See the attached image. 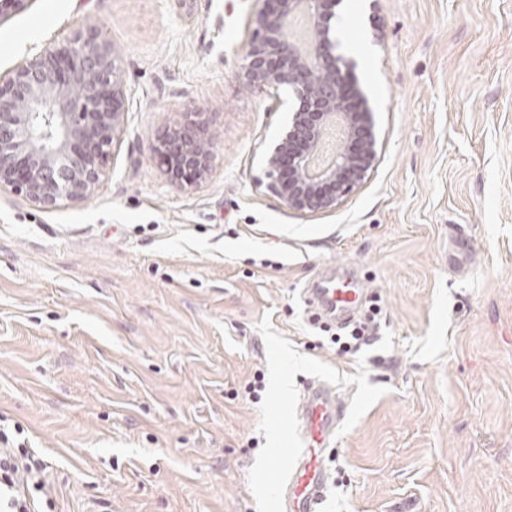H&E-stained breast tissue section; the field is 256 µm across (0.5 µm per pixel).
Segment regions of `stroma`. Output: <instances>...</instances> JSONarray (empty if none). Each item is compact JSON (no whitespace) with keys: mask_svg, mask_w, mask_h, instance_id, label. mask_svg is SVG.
Returning <instances> with one entry per match:
<instances>
[{"mask_svg":"<svg viewBox=\"0 0 512 512\" xmlns=\"http://www.w3.org/2000/svg\"><path fill=\"white\" fill-rule=\"evenodd\" d=\"M262 6L0 17L1 75L99 25L127 84L91 198L0 190V415L44 458L53 512H276L266 469L319 380L346 404L324 512H512V0H343L379 154L308 217L265 176L287 91L236 78ZM190 112L214 160L174 182L151 146ZM331 271L380 303L356 352L305 301Z\"/></svg>","mask_w":512,"mask_h":512,"instance_id":"1","label":"stroma"}]
</instances>
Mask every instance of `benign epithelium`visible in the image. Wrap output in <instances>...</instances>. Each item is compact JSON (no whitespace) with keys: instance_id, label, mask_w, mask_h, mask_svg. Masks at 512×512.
Instances as JSON below:
<instances>
[{"instance_id":"benign-epithelium-1","label":"benign epithelium","mask_w":512,"mask_h":512,"mask_svg":"<svg viewBox=\"0 0 512 512\" xmlns=\"http://www.w3.org/2000/svg\"><path fill=\"white\" fill-rule=\"evenodd\" d=\"M263 2L236 77L249 90L288 89V120L264 157L268 187L301 216L330 211L364 183L379 146L375 108L331 25L342 0ZM299 11L309 20L307 46L288 33L287 20ZM125 97L123 59L95 25L0 77V189L44 208L87 200L123 132ZM194 116L152 145L172 178L186 169L199 180L211 166L212 143L200 134L201 113ZM336 118L344 127L340 147L313 173L311 159Z\"/></svg>"}]
</instances>
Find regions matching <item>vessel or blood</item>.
I'll return each mask as SVG.
<instances>
[{
    "label": "vessel or blood",
    "instance_id": "vessel-or-blood-1",
    "mask_svg": "<svg viewBox=\"0 0 512 512\" xmlns=\"http://www.w3.org/2000/svg\"><path fill=\"white\" fill-rule=\"evenodd\" d=\"M308 302L322 313L349 320L364 292L352 280H324L308 289ZM346 409L335 390L322 382L309 383L296 413L286 466H272L279 512H323L328 487L324 454L331 447Z\"/></svg>",
    "mask_w": 512,
    "mask_h": 512
}]
</instances>
